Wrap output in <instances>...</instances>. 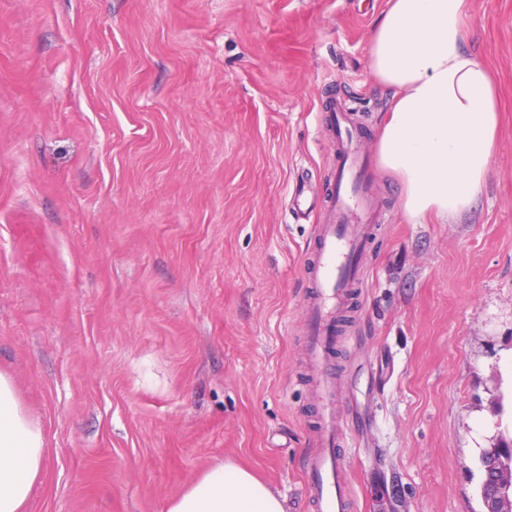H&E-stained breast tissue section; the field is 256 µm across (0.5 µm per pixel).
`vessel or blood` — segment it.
Instances as JSON below:
<instances>
[{
  "mask_svg": "<svg viewBox=\"0 0 512 512\" xmlns=\"http://www.w3.org/2000/svg\"><path fill=\"white\" fill-rule=\"evenodd\" d=\"M337 145L336 179L329 203L315 226L319 252L310 273L312 294L304 306L312 364L322 367L336 344L333 326L352 289L364 282L360 259L383 219L369 172L373 160L362 152L357 130L345 104L335 101L322 114ZM315 396L322 426L318 451L305 467L309 500L318 512H355L357 502L337 449L349 440L347 422L336 413V384L329 375L317 380Z\"/></svg>",
  "mask_w": 512,
  "mask_h": 512,
  "instance_id": "b4317fda",
  "label": "vessel or blood"
}]
</instances>
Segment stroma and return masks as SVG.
Returning a JSON list of instances; mask_svg holds the SVG:
<instances>
[{
	"label": "stroma",
	"instance_id": "1",
	"mask_svg": "<svg viewBox=\"0 0 512 512\" xmlns=\"http://www.w3.org/2000/svg\"><path fill=\"white\" fill-rule=\"evenodd\" d=\"M387 0H0V372L46 433L29 512H166L231 461L317 512L302 308L334 187L320 114L352 100ZM500 128L456 224L386 216L336 328L357 512H486L512 435V0H469Z\"/></svg>",
	"mask_w": 512,
	"mask_h": 512
}]
</instances>
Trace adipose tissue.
I'll return each mask as SVG.
<instances>
[{
  "instance_id": "1",
  "label": "adipose tissue",
  "mask_w": 512,
  "mask_h": 512,
  "mask_svg": "<svg viewBox=\"0 0 512 512\" xmlns=\"http://www.w3.org/2000/svg\"><path fill=\"white\" fill-rule=\"evenodd\" d=\"M468 0H389L369 40L367 66L393 90L376 143L403 187L409 222L458 223L482 194L498 130V95L485 63L464 45ZM46 455L42 424L0 373V512H28ZM167 512H284L280 497L226 461L172 499Z\"/></svg>"
}]
</instances>
